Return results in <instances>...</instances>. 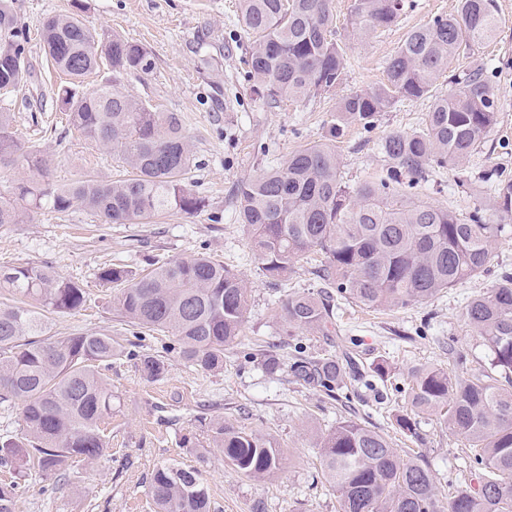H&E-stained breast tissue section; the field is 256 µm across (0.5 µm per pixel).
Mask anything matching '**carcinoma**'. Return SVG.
I'll return each instance as SVG.
<instances>
[{
	"label": "carcinoma",
	"mask_w": 512,
	"mask_h": 512,
	"mask_svg": "<svg viewBox=\"0 0 512 512\" xmlns=\"http://www.w3.org/2000/svg\"><path fill=\"white\" fill-rule=\"evenodd\" d=\"M407 0H354L352 33L372 37L391 27ZM239 22L252 34L246 60L251 93L259 101L300 100L342 83L346 45L333 26L332 0H239ZM499 31L496 0H456L454 10L410 30L386 62L387 82L342 99L330 115L329 135L307 143L281 164L235 189L238 221L251 236L265 276L274 281L309 253L324 255L315 270L319 296L288 297L280 322L291 330L324 335L333 326L334 294L368 309L427 301L489 271L493 244L512 215V176L491 167L457 186L490 185L488 201L467 219L419 199L430 173L463 172L498 123L489 63L475 56ZM41 39L53 65L68 81L56 97L70 124L96 149L115 154L126 177L86 176L69 185L29 177L48 175L51 159L16 137L9 112L0 111V167L18 171L12 197L0 199V226L20 224L44 207L67 212L82 207L105 224H146L159 214H193L204 199L186 183L193 144L180 115L159 112L116 88L119 76L147 74L153 59L143 45L98 33L74 13L48 17ZM28 37L9 0H0V97L30 78ZM453 69L448 93H433ZM105 60L109 76L87 87L85 78ZM431 99L423 126L393 131L381 142L389 160L377 180L357 187L343 180L336 139L344 128L373 126L400 101ZM143 274L112 265L98 273L121 286L118 317L127 325L178 337L182 357L202 370L224 364V347L239 335L248 309L244 281L208 255L154 261ZM0 290L16 300L0 303V403L22 405L24 434L0 437V465L21 474L66 470L74 458L93 461L105 449L101 425L112 417V384L100 365L112 364L122 346L110 333L47 335L48 316L83 308L87 293L48 266L0 267ZM464 315L490 351L489 365L465 366L449 348L457 369L416 373L408 406L396 415L400 432L417 438L416 417L432 413L464 436L466 457L483 470L480 488L467 482L448 492V506L418 455L401 456L390 437L353 420L327 431L319 459L342 512H512V271L499 273L486 293L469 298ZM140 375L158 380L167 363L142 354ZM294 376L332 392L345 372L330 355L300 359ZM209 447L241 476L263 480L283 464L269 440L233 427L212 430ZM18 483L0 484V512H14ZM155 512H209L210 495L199 470L158 467L151 478Z\"/></svg>",
	"instance_id": "obj_1"
}]
</instances>
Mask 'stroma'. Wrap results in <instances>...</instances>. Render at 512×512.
Segmentation results:
<instances>
[{
	"mask_svg": "<svg viewBox=\"0 0 512 512\" xmlns=\"http://www.w3.org/2000/svg\"><path fill=\"white\" fill-rule=\"evenodd\" d=\"M72 0H13L26 27L32 77L11 98L13 125L25 145L52 160L50 178L68 184L91 174L122 178L112 155L86 143L52 104L60 82L47 64L40 41L44 20L70 9ZM238 0H81L89 27L107 30L144 45L154 68L122 75L123 93L179 113L194 145L196 165L189 180L205 200L197 213H171L149 224H103L76 207L66 213L43 209L22 224L0 227V267L46 265L82 284L88 293L78 312L52 317L49 332L70 336L109 332L126 350L108 370L115 397L104 425L106 448L92 463L75 461L66 474L31 470L12 478L0 468V483L18 481L15 512H152L149 493L154 470L164 464L197 468L209 487L212 512H339L335 495L323 485L321 436L336 423L353 419L391 434L401 448L419 452L437 487L469 477L461 438L436 416L417 418L418 438L397 432L394 415L405 409L414 372L451 368L449 348L463 352L469 367L488 361L486 346L463 316L467 297L486 292L502 269H512V219L496 241L490 270L483 277L448 289L425 303L373 311L336 298L339 332L287 334L275 316L289 294L318 292L313 263L299 261L293 271L270 283L260 270L246 229L237 219V184L280 164L298 146L325 140L327 119L339 101L386 79L385 61L406 32L449 12L455 0H413L396 25L361 42L346 23L353 0H333L336 24L347 46L342 84L311 100L269 104L253 99L244 77L252 37L240 26ZM502 26L479 53L495 66L499 123L472 160L471 169L512 170V0H496ZM429 100L397 103L381 113L371 129L353 125L337 142L344 180L358 186L381 174L388 161L380 151L393 131L421 127ZM454 172L434 174L419 195L459 216L473 208L472 194L461 192ZM208 254L232 268L249 288L242 332L224 349V366L204 371L186 363L176 336L138 333L120 321L118 289L95 278L99 268L120 264L137 271L153 260L190 259ZM276 354L281 369L266 373L259 350ZM166 361L156 381L140 375L137 355ZM345 361L355 354L366 382H351L335 396L302 385L290 366L297 356L318 354ZM389 368L377 378L376 364ZM256 433L283 448L281 471L264 481L240 476L208 446L216 423Z\"/></svg>",
	"mask_w": 512,
	"mask_h": 512,
	"instance_id": "35a3bbf8",
	"label": "stroma"
}]
</instances>
